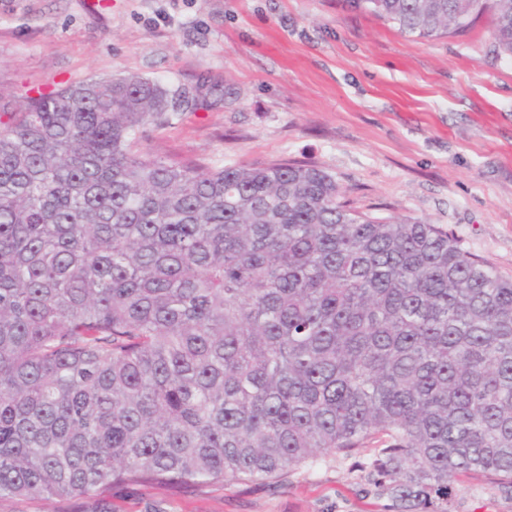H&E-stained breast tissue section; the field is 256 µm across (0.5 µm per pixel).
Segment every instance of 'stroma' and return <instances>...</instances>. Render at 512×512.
<instances>
[{"instance_id":"stroma-1","label":"stroma","mask_w":512,"mask_h":512,"mask_svg":"<svg viewBox=\"0 0 512 512\" xmlns=\"http://www.w3.org/2000/svg\"><path fill=\"white\" fill-rule=\"evenodd\" d=\"M495 19L401 34L343 0H0V93L19 104L91 76L138 74L196 99L141 144L210 167L305 161L377 217L440 224L512 277V59ZM369 449L275 483L113 489L112 512H394ZM452 512H512L493 477L448 483Z\"/></svg>"}]
</instances>
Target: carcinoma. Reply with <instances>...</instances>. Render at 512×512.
<instances>
[{
  "instance_id": "obj_1",
  "label": "carcinoma",
  "mask_w": 512,
  "mask_h": 512,
  "mask_svg": "<svg viewBox=\"0 0 512 512\" xmlns=\"http://www.w3.org/2000/svg\"><path fill=\"white\" fill-rule=\"evenodd\" d=\"M408 35L512 0H345ZM137 74L0 112V501L271 482L376 438L398 512L457 475L512 488V278L296 162L139 148L187 101Z\"/></svg>"
}]
</instances>
